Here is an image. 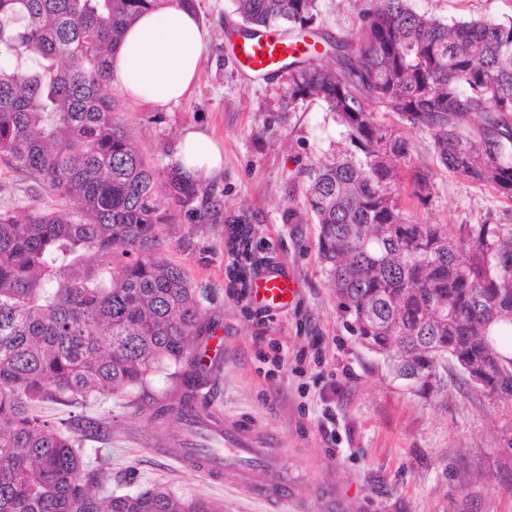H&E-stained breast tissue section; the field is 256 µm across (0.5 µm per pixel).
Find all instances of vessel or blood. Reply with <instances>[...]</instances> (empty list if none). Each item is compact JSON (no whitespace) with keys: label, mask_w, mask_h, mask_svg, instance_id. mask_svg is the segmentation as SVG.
Wrapping results in <instances>:
<instances>
[{"label":"vessel or blood","mask_w":512,"mask_h":512,"mask_svg":"<svg viewBox=\"0 0 512 512\" xmlns=\"http://www.w3.org/2000/svg\"><path fill=\"white\" fill-rule=\"evenodd\" d=\"M236 50L241 55V66L254 75L268 74L276 70L280 59L295 53V46L286 44L285 40L273 34L260 38L244 40L237 44ZM292 279L287 271L271 268L262 272L256 279V296L260 303L268 307L283 304L291 292ZM210 434L223 438L229 450L226 456H202L192 443H185L179 461L186 466H193L211 473H234L240 486H248V464L257 463L264 466L270 478L263 487L262 499L278 503L288 497V483L279 472V453L277 449L261 446L255 438L234 425L232 422L209 425Z\"/></svg>","instance_id":"obj_1"}]
</instances>
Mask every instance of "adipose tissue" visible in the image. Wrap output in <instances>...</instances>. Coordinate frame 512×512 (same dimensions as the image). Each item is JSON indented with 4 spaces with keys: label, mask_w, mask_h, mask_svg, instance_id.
Masks as SVG:
<instances>
[{
    "label": "adipose tissue",
    "mask_w": 512,
    "mask_h": 512,
    "mask_svg": "<svg viewBox=\"0 0 512 512\" xmlns=\"http://www.w3.org/2000/svg\"><path fill=\"white\" fill-rule=\"evenodd\" d=\"M208 30L186 5H159L135 18L109 63L111 83L131 99L166 107L189 96L196 84ZM174 162L193 178L222 170L224 156L204 133L181 136Z\"/></svg>",
    "instance_id": "1"
}]
</instances>
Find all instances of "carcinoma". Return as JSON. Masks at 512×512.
Wrapping results in <instances>:
<instances>
[{
	"instance_id": "1",
	"label": "carcinoma",
	"mask_w": 512,
	"mask_h": 512,
	"mask_svg": "<svg viewBox=\"0 0 512 512\" xmlns=\"http://www.w3.org/2000/svg\"><path fill=\"white\" fill-rule=\"evenodd\" d=\"M159 0H0V160L78 211H0V512H215L156 487L102 497L81 448L112 423L73 409L151 376L179 381L155 417L211 418L203 372L216 324L185 270L161 253L166 227L224 219L248 246V208L224 215L203 179L164 181L103 93L125 26ZM245 29H275L289 56L282 104L320 103L348 144L302 170L285 224L318 225L339 316L360 344L421 384L449 363L512 404V225L414 219L398 192L410 143L373 106L428 131L448 170L512 199V23L419 13L409 0H354L352 38L325 36L319 0H232ZM427 207L433 173L410 174Z\"/></svg>"
}]
</instances>
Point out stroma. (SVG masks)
<instances>
[{
    "label": "stroma",
    "mask_w": 512,
    "mask_h": 512,
    "mask_svg": "<svg viewBox=\"0 0 512 512\" xmlns=\"http://www.w3.org/2000/svg\"><path fill=\"white\" fill-rule=\"evenodd\" d=\"M209 32L199 82L181 102L158 108L129 99L109 84L110 99L132 142L166 175L184 129L206 133L224 153L209 177L225 209L249 207L264 245L251 276L285 266L295 293L281 310L257 303L234 273L232 225L218 221L169 225L163 252L181 264L203 307L218 323L222 351L204 387L214 411L281 450L291 498L265 503L233 476L215 481L183 468L177 443L186 431L174 418L156 422L174 382L154 375L147 394L122 393L88 405L86 417L112 420V437L86 441L82 453L97 483L117 494L156 485L210 501L220 512H512V408L439 371L431 385L396 378L386 361L364 349L336 308L317 251V227L286 224L282 210L300 201L303 168L346 144L345 129L324 107H280L286 73L250 77L231 52L228 28L239 25L231 0H191ZM442 20H512V0H410ZM411 144L402 169L434 172L432 200L419 210L426 224L456 236L463 224H512V202L445 169L430 133L376 110ZM69 208L0 162V210Z\"/></svg>",
    "instance_id": "1"
}]
</instances>
